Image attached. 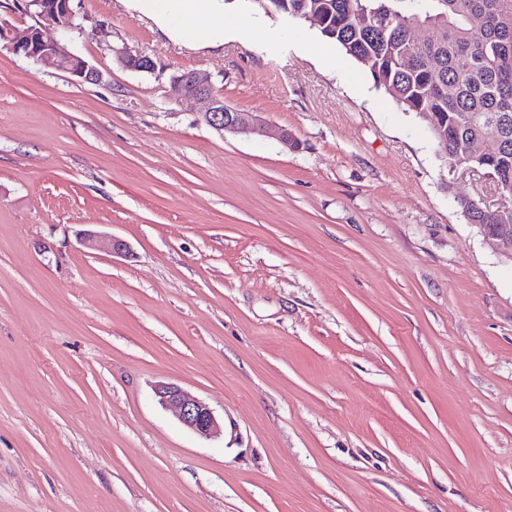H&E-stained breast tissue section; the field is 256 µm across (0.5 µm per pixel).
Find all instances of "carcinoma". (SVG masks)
I'll return each mask as SVG.
<instances>
[{"mask_svg":"<svg viewBox=\"0 0 512 512\" xmlns=\"http://www.w3.org/2000/svg\"><path fill=\"white\" fill-rule=\"evenodd\" d=\"M290 10L325 15L321 36L347 56L373 59L372 75L406 112H433L443 134L428 137L448 166H474L512 185V0H287ZM373 20L369 28L355 26V16ZM419 20L439 32L411 69L401 58L409 47L406 23ZM441 62L445 88L429 85L428 54ZM483 139L489 147L480 159L471 158L467 144ZM477 228L506 223L469 205Z\"/></svg>","mask_w":512,"mask_h":512,"instance_id":"cac0c4a2","label":"carcinoma"}]
</instances>
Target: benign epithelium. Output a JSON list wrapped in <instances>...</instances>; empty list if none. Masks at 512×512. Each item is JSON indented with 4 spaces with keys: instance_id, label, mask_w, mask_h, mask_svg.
I'll list each match as a JSON object with an SVG mask.
<instances>
[{
    "instance_id": "7a95c632",
    "label": "benign epithelium",
    "mask_w": 512,
    "mask_h": 512,
    "mask_svg": "<svg viewBox=\"0 0 512 512\" xmlns=\"http://www.w3.org/2000/svg\"><path fill=\"white\" fill-rule=\"evenodd\" d=\"M18 10L33 18L34 24L19 28L0 19V44L12 53L46 68L66 73L86 83L102 80V73L66 43L46 37V31L68 32L76 28L79 13L73 0H18ZM116 61L124 68L137 72H152L154 60L140 52L125 48L113 50ZM171 96L175 99L194 100L203 105L202 120L219 132L259 133L264 126L255 112L232 110L216 94L211 82L195 72L176 75L170 83ZM482 177L495 187L498 200L485 203L486 209H495L500 215L509 207L508 189L501 186L491 173ZM158 403L172 411L188 430L202 438H209L221 430L214 410L208 403L174 383L155 387Z\"/></svg>"
}]
</instances>
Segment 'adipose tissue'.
Returning a JSON list of instances; mask_svg holds the SVG:
<instances>
[{"mask_svg":"<svg viewBox=\"0 0 512 512\" xmlns=\"http://www.w3.org/2000/svg\"><path fill=\"white\" fill-rule=\"evenodd\" d=\"M141 14L166 25L179 42H224V0H133Z\"/></svg>","mask_w":512,"mask_h":512,"instance_id":"adipose-tissue-1","label":"adipose tissue"}]
</instances>
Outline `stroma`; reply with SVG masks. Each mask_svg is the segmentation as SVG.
<instances>
[{
  "instance_id": "35a3bbf8",
  "label": "stroma",
  "mask_w": 512,
  "mask_h": 512,
  "mask_svg": "<svg viewBox=\"0 0 512 512\" xmlns=\"http://www.w3.org/2000/svg\"><path fill=\"white\" fill-rule=\"evenodd\" d=\"M81 12L101 84L0 49V512H512V262L458 205L492 185L254 0L195 48L131 0ZM186 71L268 134L172 100ZM116 61L124 68L137 72H149L155 70L156 64L154 60L140 52L132 53L131 51L122 49H113ZM158 403L172 411L188 430L202 438H210L221 430L214 410L208 403L174 383L155 387Z\"/></svg>"
}]
</instances>
